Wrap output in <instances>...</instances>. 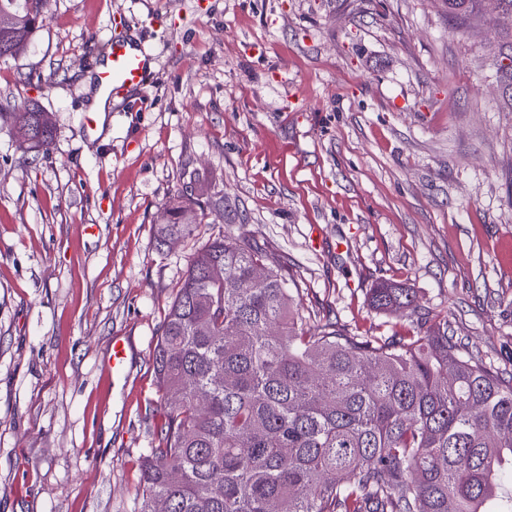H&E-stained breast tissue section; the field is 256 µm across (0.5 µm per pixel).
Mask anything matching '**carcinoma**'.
Returning a JSON list of instances; mask_svg holds the SVG:
<instances>
[{
	"label": "carcinoma",
	"mask_w": 512,
	"mask_h": 512,
	"mask_svg": "<svg viewBox=\"0 0 512 512\" xmlns=\"http://www.w3.org/2000/svg\"><path fill=\"white\" fill-rule=\"evenodd\" d=\"M33 2L0 0V57L31 47L43 27ZM444 2L462 25L485 20L483 0ZM500 2L491 58L512 112V0ZM40 114L35 101L0 105L24 152L51 151ZM209 207L220 203L178 195L158 246L192 236ZM268 262L257 241L224 232L192 255L153 351L164 421L138 512L160 500L169 512H512V375L463 356L437 315L407 336L310 325ZM368 303L417 308L413 289L389 281Z\"/></svg>",
	"instance_id": "1"
}]
</instances>
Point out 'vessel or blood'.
Masks as SVG:
<instances>
[{"mask_svg":"<svg viewBox=\"0 0 512 512\" xmlns=\"http://www.w3.org/2000/svg\"><path fill=\"white\" fill-rule=\"evenodd\" d=\"M152 61L153 55L144 43L120 36L106 39L98 65V84L115 97L129 88L144 86Z\"/></svg>","mask_w":512,"mask_h":512,"instance_id":"obj_1","label":"vessel or blood"}]
</instances>
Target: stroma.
<instances>
[{
	"instance_id": "1",
	"label": "stroma",
	"mask_w": 512,
	"mask_h": 512,
	"mask_svg": "<svg viewBox=\"0 0 512 512\" xmlns=\"http://www.w3.org/2000/svg\"><path fill=\"white\" fill-rule=\"evenodd\" d=\"M44 18L0 58V101L55 124L46 155L0 127V512H137L163 417L153 350L221 231L264 244L311 322L403 336L440 315L512 373V112L487 38L441 0H46ZM115 21L155 72L92 135L84 80ZM194 177L223 218L158 246ZM379 279L419 310H371Z\"/></svg>"
}]
</instances>
